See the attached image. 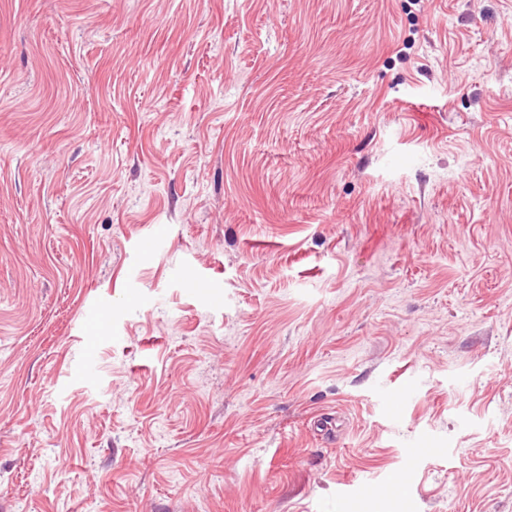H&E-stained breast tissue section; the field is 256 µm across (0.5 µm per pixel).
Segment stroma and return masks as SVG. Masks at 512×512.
Here are the masks:
<instances>
[{
	"label": "stroma",
	"instance_id": "obj_1",
	"mask_svg": "<svg viewBox=\"0 0 512 512\" xmlns=\"http://www.w3.org/2000/svg\"><path fill=\"white\" fill-rule=\"evenodd\" d=\"M0 512H512V0H0Z\"/></svg>",
	"mask_w": 512,
	"mask_h": 512
}]
</instances>
